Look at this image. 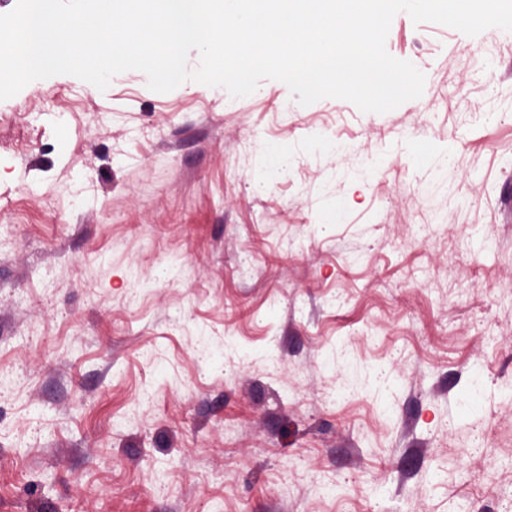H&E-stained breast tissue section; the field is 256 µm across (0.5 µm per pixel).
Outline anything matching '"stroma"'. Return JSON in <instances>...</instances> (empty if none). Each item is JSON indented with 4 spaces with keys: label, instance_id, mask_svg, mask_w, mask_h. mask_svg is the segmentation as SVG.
<instances>
[{
    "label": "stroma",
    "instance_id": "1",
    "mask_svg": "<svg viewBox=\"0 0 512 512\" xmlns=\"http://www.w3.org/2000/svg\"><path fill=\"white\" fill-rule=\"evenodd\" d=\"M487 40L512 50L398 13L388 53L432 80L383 114L139 71L0 100V512H512V74L472 79ZM411 138L450 151L439 217ZM266 142L292 153L258 193Z\"/></svg>",
    "mask_w": 512,
    "mask_h": 512
}]
</instances>
